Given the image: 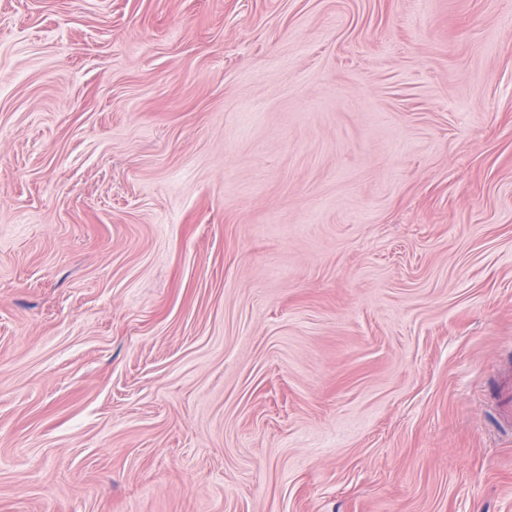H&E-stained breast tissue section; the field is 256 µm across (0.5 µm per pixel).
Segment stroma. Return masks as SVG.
Listing matches in <instances>:
<instances>
[{
  "mask_svg": "<svg viewBox=\"0 0 512 512\" xmlns=\"http://www.w3.org/2000/svg\"><path fill=\"white\" fill-rule=\"evenodd\" d=\"M512 0H0V512H512Z\"/></svg>",
  "mask_w": 512,
  "mask_h": 512,
  "instance_id": "35a3bbf8",
  "label": "stroma"
}]
</instances>
